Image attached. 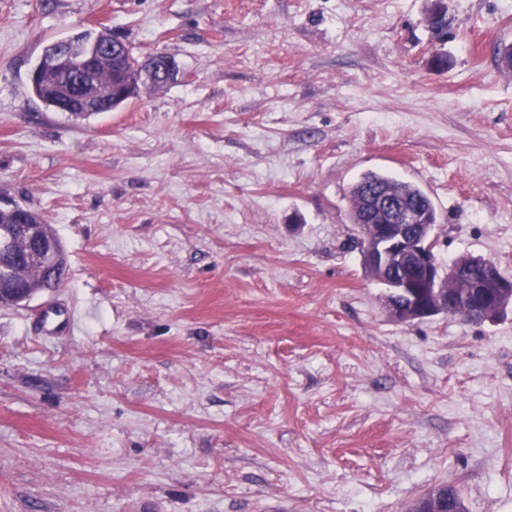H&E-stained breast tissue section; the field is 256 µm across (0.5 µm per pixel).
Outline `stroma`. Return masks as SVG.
<instances>
[{
    "label": "stroma",
    "instance_id": "35a3bbf8",
    "mask_svg": "<svg viewBox=\"0 0 512 512\" xmlns=\"http://www.w3.org/2000/svg\"><path fill=\"white\" fill-rule=\"evenodd\" d=\"M443 3L0 0V203L67 258L0 308V512H512V308L396 322L350 221L383 172L512 274V0ZM103 26L173 80L46 107L44 48ZM141 64L143 66L142 79L147 82L157 80L156 73L161 77H164L166 75H174L175 72L173 62L166 53L156 55L154 60L150 57ZM375 185L387 187L397 193L404 194L408 196L411 202H420L427 210H430L431 221L436 222L434 219V215L437 214L436 209L430 198L419 187L395 177L374 172L364 174L351 187L352 210L356 208L362 191L367 186ZM25 277L27 278L26 287L34 288L37 293L45 290L59 288L64 280V277H61L60 274L54 276L52 272L41 271L39 269L31 272Z\"/></svg>",
    "mask_w": 512,
    "mask_h": 512
}]
</instances>
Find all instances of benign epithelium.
Here are the masks:
<instances>
[{"instance_id": "7a95c632", "label": "benign epithelium", "mask_w": 512, "mask_h": 512, "mask_svg": "<svg viewBox=\"0 0 512 512\" xmlns=\"http://www.w3.org/2000/svg\"><path fill=\"white\" fill-rule=\"evenodd\" d=\"M129 48L107 29L96 32L94 40L83 33L58 40L43 52L41 67L54 72L65 87L62 109L89 110L100 103L99 85L94 79L98 58L105 56L119 70L126 67ZM143 80L174 74L173 62L163 53L142 62ZM13 214L19 231L34 240L40 226L35 213L23 206L0 207ZM366 220L356 226L362 236L363 262L370 274L389 288L387 311L401 323H411L438 314L478 322L496 319L512 306V280L497 274L496 264L481 261L484 275L475 280L460 271L458 264H443L435 251V225L428 212L391 191L370 194L362 204ZM15 263L34 261L45 269L62 267L52 249L41 248L26 255L14 254ZM32 299L23 288L0 282V307H16Z\"/></svg>"}]
</instances>
